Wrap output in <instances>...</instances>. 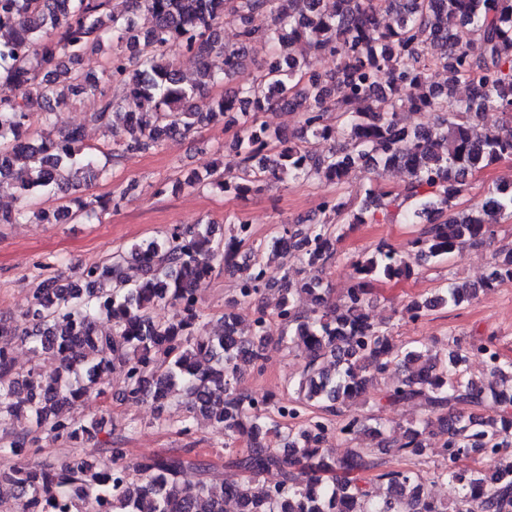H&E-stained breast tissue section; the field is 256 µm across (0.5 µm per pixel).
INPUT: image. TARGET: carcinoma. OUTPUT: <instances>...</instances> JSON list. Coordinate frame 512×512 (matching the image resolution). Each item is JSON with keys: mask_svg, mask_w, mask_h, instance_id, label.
Wrapping results in <instances>:
<instances>
[{"mask_svg": "<svg viewBox=\"0 0 512 512\" xmlns=\"http://www.w3.org/2000/svg\"><path fill=\"white\" fill-rule=\"evenodd\" d=\"M0 0V192L9 187L16 206L0 211V224L29 220L36 195L74 193L79 215L120 207L127 190L106 196L82 195V188L107 178L99 156L119 159L161 147L177 136L218 120L238 129L233 146L240 156L234 172L215 165L177 178V190L216 187L237 196L257 194L267 181L319 179L340 185L349 171L366 165L370 179L391 167L408 178L397 191L366 196L359 209L344 196L324 197L322 217L310 224H282L271 237L243 235V222L227 239H215L209 219L193 226L173 225L162 236L117 250L89 266L77 279L60 271L42 278L20 320L0 318V337L21 333L35 353H51L57 372L37 368L16 374L13 358L0 353V423L28 416L35 429L12 432L0 444V457L23 455L46 434L84 443L104 431L102 419L79 422L62 409L94 395L103 398L112 374L119 373L125 397L151 401L162 416L176 396L188 411L210 418L224 431L230 451L225 467L234 478L215 482L211 466L183 454L155 455L131 467L127 449L112 442L114 466L99 471L85 452H76L58 469L17 465L0 470L11 486L18 512H52L59 498L72 512H512V392L496 379L512 374L491 338H477L468 349L398 343L373 323L367 307L375 282L410 278L412 269L398 250L381 244L370 255L350 259L352 281L335 300L317 277L288 264L323 270L336 256L343 221L363 224L366 213L407 207V217L422 228L411 250L427 261H443L492 240V216L512 215V184L499 186L485 207L455 210L454 201L469 186L468 177L502 159H512V0ZM143 14L148 26L135 30ZM236 21L237 38L224 42L226 15ZM116 48L106 53L109 40ZM267 44L271 57L245 74L246 52ZM103 53L108 87L85 71V57ZM195 62L198 80L187 84L181 57ZM336 61L334 70L314 68L319 58ZM221 71L214 70L215 61ZM237 82L233 91H210L219 81ZM465 83L471 93L455 97ZM98 93L87 122L112 137L107 149L84 143L82 129L56 126L57 111L89 93ZM417 112L442 117L437 125L409 126L400 102ZM147 104L135 113L129 101ZM278 108L297 112L301 126L285 137L258 122V114ZM503 114L505 126L483 127L486 112ZM328 112L336 126L324 123ZM68 207L40 211L41 222L64 224ZM247 249L248 267L263 273L242 276L236 300L255 306L244 324L226 315L219 331L207 332L195 286L216 266L236 265ZM137 264L141 277L129 276ZM512 280V249L494 262L487 287ZM279 286L272 311L262 305L265 291ZM473 284L449 282L432 297L405 308L421 319L438 307L457 306L474 297ZM306 294L312 306L300 310L294 296ZM174 306L177 321L157 318ZM112 322L102 334L98 320ZM284 327L277 344L301 345L306 352L297 397L287 405L259 399L238 387L241 371L261 369L270 336L264 323ZM482 357L490 380L467 379L459 367L468 354ZM396 364L404 375L388 384L378 401L396 409L416 399L426 416L402 428L395 439L385 426L354 404ZM320 409L310 416L307 410ZM296 420L287 426L282 448H267L263 435L272 417ZM365 431L381 438L384 455L352 448L341 457L322 453L333 438L352 443ZM439 439L440 464L434 478L458 485V496L442 503L406 487L424 477L411 469L386 467L385 457H421ZM240 442L246 444L236 449ZM489 453L494 470L458 471L463 459ZM197 470L193 487L181 476ZM275 471L267 485L262 476ZM374 480L387 484L378 500Z\"/></svg>", "mask_w": 512, "mask_h": 512, "instance_id": "1", "label": "carcinoma"}]
</instances>
